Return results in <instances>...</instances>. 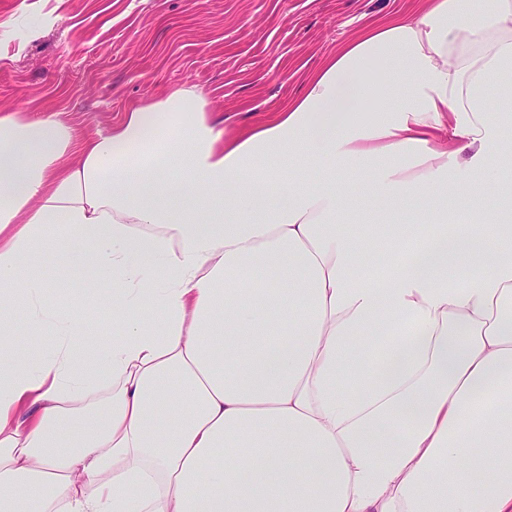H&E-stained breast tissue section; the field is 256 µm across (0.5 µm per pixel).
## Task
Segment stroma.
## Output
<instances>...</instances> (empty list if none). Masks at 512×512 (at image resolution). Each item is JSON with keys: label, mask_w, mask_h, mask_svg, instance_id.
Here are the masks:
<instances>
[{"label": "stroma", "mask_w": 512, "mask_h": 512, "mask_svg": "<svg viewBox=\"0 0 512 512\" xmlns=\"http://www.w3.org/2000/svg\"><path fill=\"white\" fill-rule=\"evenodd\" d=\"M426 0H0V107L86 133L139 102L199 90L230 126L270 119L362 16ZM39 30L27 39L28 30Z\"/></svg>", "instance_id": "1"}]
</instances>
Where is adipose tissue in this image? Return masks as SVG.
<instances>
[{"instance_id":"adipose-tissue-1","label":"adipose tissue","mask_w":512,"mask_h":512,"mask_svg":"<svg viewBox=\"0 0 512 512\" xmlns=\"http://www.w3.org/2000/svg\"><path fill=\"white\" fill-rule=\"evenodd\" d=\"M506 72L512 0H428L244 131L191 88L88 137L0 111V341L55 338L0 357V512H512Z\"/></svg>"}]
</instances>
